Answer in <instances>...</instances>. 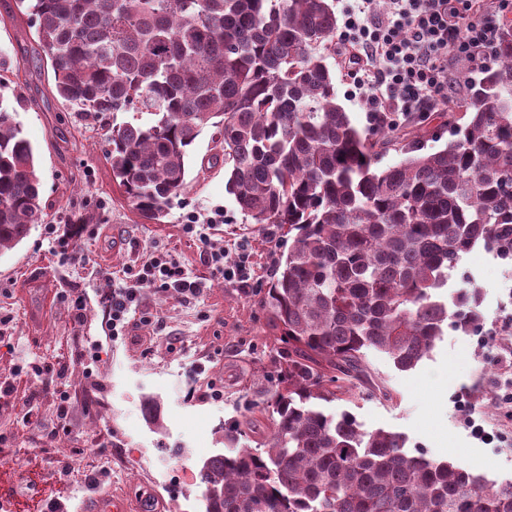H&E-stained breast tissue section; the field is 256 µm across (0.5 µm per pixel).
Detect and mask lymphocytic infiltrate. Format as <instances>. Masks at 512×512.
I'll return each mask as SVG.
<instances>
[{"instance_id":"f902f5d3","label":"lymphocytic infiltrate","mask_w":512,"mask_h":512,"mask_svg":"<svg viewBox=\"0 0 512 512\" xmlns=\"http://www.w3.org/2000/svg\"><path fill=\"white\" fill-rule=\"evenodd\" d=\"M375 0H354L342 40L362 66V87L374 125H391L435 111L488 64L503 31L501 18L512 0H389L385 12ZM196 297L198 281L180 263L157 250L129 268L124 280L102 300L111 336L125 335L142 289ZM38 364L12 365L0 383V399L20 406L25 420L51 402L57 418L67 415V394L41 379Z\"/></svg>"}]
</instances>
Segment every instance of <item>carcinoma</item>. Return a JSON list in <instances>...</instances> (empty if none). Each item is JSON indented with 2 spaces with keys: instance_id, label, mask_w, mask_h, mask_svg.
Masks as SVG:
<instances>
[{
  "instance_id": "1",
  "label": "carcinoma",
  "mask_w": 512,
  "mask_h": 512,
  "mask_svg": "<svg viewBox=\"0 0 512 512\" xmlns=\"http://www.w3.org/2000/svg\"><path fill=\"white\" fill-rule=\"evenodd\" d=\"M35 25L55 90L111 126L112 180L162 222L187 189L205 128L221 147L241 213L291 240L262 300L287 345L258 420L224 423V452L197 473L205 512H512V483L406 449L405 434L362 429L323 404L357 389L388 396L368 353L400 371L450 326L477 332L480 292L467 255L512 258V25L461 108L413 128L362 133L336 100L332 0H17ZM0 102V254L43 220L34 151ZM436 118L445 149L421 152ZM401 159L383 169L380 157Z\"/></svg>"
}]
</instances>
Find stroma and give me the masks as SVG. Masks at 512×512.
Listing matches in <instances>:
<instances>
[{"instance_id":"stroma-1","label":"stroma","mask_w":512,"mask_h":512,"mask_svg":"<svg viewBox=\"0 0 512 512\" xmlns=\"http://www.w3.org/2000/svg\"><path fill=\"white\" fill-rule=\"evenodd\" d=\"M34 39L15 0H0V70L22 66L16 119L35 150L40 194L49 206L43 223L0 254V319L17 355L48 357L58 343H69L70 356L52 372L70 396L68 444L44 455L43 477L12 458L0 465V477L14 497L47 500V484L69 461L71 443L103 437L112 447L106 483L113 492L147 486L165 503L164 512H202L193 477L204 460L223 451L219 427L246 413L262 382L279 369L280 332L261 304L274 275L273 231L237 210L223 166L201 168L202 158L218 150L207 130L190 150L188 188L166 222L143 219L112 180L106 128L57 99L51 68L32 56ZM335 71L338 102L360 131L372 133L357 66L339 64ZM191 213L203 222L220 218L208 243L185 233ZM49 224L71 233L75 225L89 226V234L72 233L77 261L50 255ZM162 249L202 284L201 293L185 301L145 289L129 335L106 338L100 299L113 287L114 273ZM209 249L225 251L228 262L245 267L247 279L216 273L206 259ZM463 267L481 290L482 332L445 329L431 356L408 373L370 353L390 399L360 392L327 409L351 413L369 431L404 433L409 450L512 482V403L506 400L512 384L504 377L512 363V333L505 330L512 324V262L475 251ZM72 293L84 300L83 318L66 300ZM148 397L160 403V424L143 411Z\"/></svg>"}]
</instances>
